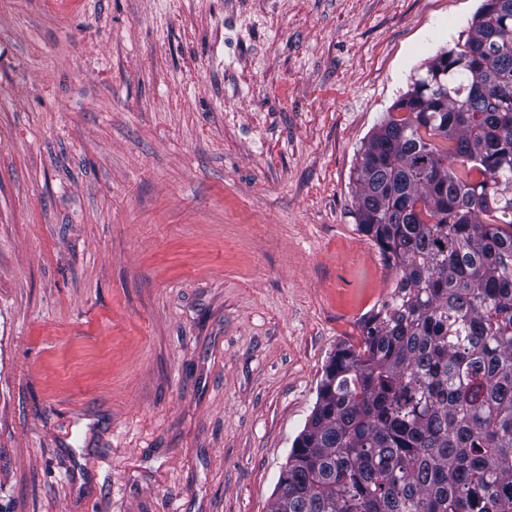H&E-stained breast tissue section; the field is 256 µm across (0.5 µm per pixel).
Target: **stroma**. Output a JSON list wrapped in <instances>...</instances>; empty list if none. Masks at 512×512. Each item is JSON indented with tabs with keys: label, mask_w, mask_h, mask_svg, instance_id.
Returning <instances> with one entry per match:
<instances>
[{
	"label": "stroma",
	"mask_w": 512,
	"mask_h": 512,
	"mask_svg": "<svg viewBox=\"0 0 512 512\" xmlns=\"http://www.w3.org/2000/svg\"><path fill=\"white\" fill-rule=\"evenodd\" d=\"M482 0H0V512H271L396 273L360 150Z\"/></svg>",
	"instance_id": "1"
}]
</instances>
